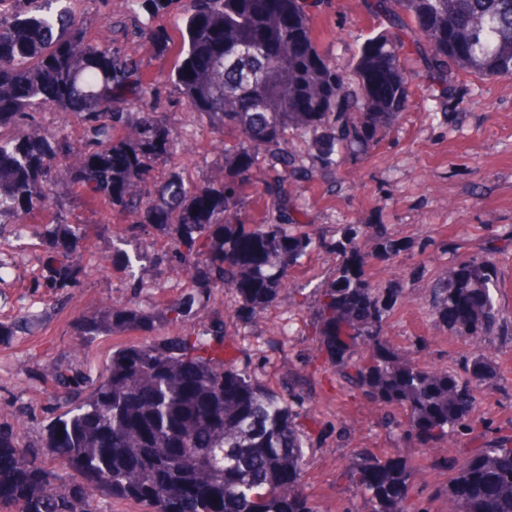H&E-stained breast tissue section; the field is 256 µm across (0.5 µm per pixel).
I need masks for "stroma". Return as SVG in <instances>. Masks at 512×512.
<instances>
[{"mask_svg":"<svg viewBox=\"0 0 512 512\" xmlns=\"http://www.w3.org/2000/svg\"><path fill=\"white\" fill-rule=\"evenodd\" d=\"M370 0H325L311 17L320 51L330 65L353 82V59L361 42L385 27ZM135 50L146 81L160 90L158 109L179 134L175 160L188 184L202 182L224 166V148L233 134L215 133L180 100L171 75L174 52L161 53L147 42ZM402 65L411 77L406 110L384 129L368 151L342 152L335 170L316 171L293 186L288 210L304 224H376L401 245L392 257L371 258L364 276L381 291L401 290L387 320L386 335L398 349L431 366L462 371L472 351L469 341L438 328L431 317L429 289L449 268L468 257L490 259L501 287L500 305L512 321V77L480 78L449 69L448 97H437L422 56L408 51ZM67 195L69 221L81 225L79 256L92 269L68 301L31 289L39 277L40 251L34 239L12 240L0 250L9 271L0 281V319L40 314L29 331L0 336V422L29 443H37L51 417L43 407L50 389L43 375L67 361L98 378L113 346L142 341L139 332L100 336L84 343L78 330L112 302L129 294L127 274L111 265L115 244L103 231L102 207L72 187L65 169L56 172ZM335 255L313 252L290 276L291 290L256 319L238 324L235 340L263 364V379L280 387L296 377L312 395L304 424L307 451L305 491L320 512H367L348 471L359 449L383 457H410L415 469L409 512H451L441 490L450 472L436 467V456L464 459L485 433L512 436V342L500 340L488 356L497 370L494 383L478 394L473 433L442 444L439 450L414 446L388 434L380 411L331 373L314 350L315 290L331 279ZM135 274L144 289L143 309L153 310L188 288L187 280L157 276L148 262Z\"/></svg>","mask_w":512,"mask_h":512,"instance_id":"35a3bbf8","label":"stroma"}]
</instances>
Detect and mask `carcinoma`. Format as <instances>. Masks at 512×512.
<instances>
[{"instance_id":"obj_1","label":"carcinoma","mask_w":512,"mask_h":512,"mask_svg":"<svg viewBox=\"0 0 512 512\" xmlns=\"http://www.w3.org/2000/svg\"><path fill=\"white\" fill-rule=\"evenodd\" d=\"M84 0H0V230L49 211L33 234L46 275L32 288L65 295L90 275L76 257L82 233L68 220V198L55 172L106 212L128 218L124 237L150 229L165 240L147 256L120 247L112 264L148 260L160 275L189 267L191 288L157 309L141 308L143 283L130 296L81 323L88 342L119 332L178 336L116 348L91 381L81 369L55 364L47 409L53 421L41 441L22 444L0 427V512H107L106 502H132L142 512H318L303 490L309 447L299 419L311 396L293 382L273 389L259 381L233 338L284 294L292 269L316 250L340 257L315 302L317 348L333 373L381 409L391 433L434 448L472 428L476 394L496 376L486 349L509 332L499 305L494 264L460 261L430 288L435 324L471 340L465 371L421 364L394 348L386 318L400 291L383 294L363 277L373 243L389 257L400 243L372 224L300 230L288 214V183L312 171L290 150L305 140L321 169L336 166V147L370 148L407 106L409 76L401 53L425 54L429 78L448 97V67L482 78L512 76V0H372L387 28L354 56L357 83L345 85L314 39L317 0H186L180 13L174 86L185 106L217 133L236 134L223 172L199 185L172 163L175 130L157 111L141 60L112 37L146 35L165 52V32L140 10H167L172 0H126L109 36L86 37ZM286 61L287 80L267 72ZM79 120L76 141L34 123L44 109ZM169 165L163 177L159 163ZM267 173L266 214L254 224L238 216L252 172ZM238 298L231 312L210 310L215 294ZM453 471L444 489L454 512H512V447L497 437ZM414 464L356 458L350 482L368 512H404ZM52 490L45 491L46 483ZM99 490L95 503L84 495Z\"/></svg>"}]
</instances>
